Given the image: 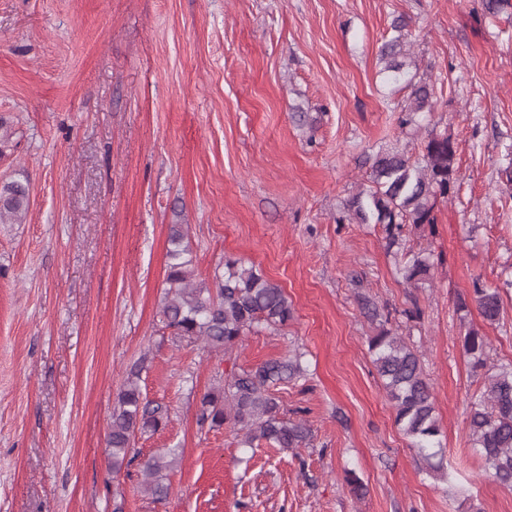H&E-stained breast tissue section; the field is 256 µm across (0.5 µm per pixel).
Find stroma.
<instances>
[{
    "instance_id": "obj_1",
    "label": "stroma",
    "mask_w": 512,
    "mask_h": 512,
    "mask_svg": "<svg viewBox=\"0 0 512 512\" xmlns=\"http://www.w3.org/2000/svg\"><path fill=\"white\" fill-rule=\"evenodd\" d=\"M400 15L437 86L434 112L406 128L409 91L378 62ZM0 116V182L29 189L23 223L0 224V512H512V489L471 452L466 405L483 380L463 349L474 328L491 363H512V15L482 0H0ZM431 132L456 139L458 174L434 225L406 232L434 261L415 289L380 227L342 214L366 156L420 157ZM174 224L197 279L241 259L283 289L288 325L228 357L170 336ZM476 279L502 288L499 324L457 311ZM365 297L419 355L462 486L395 425ZM295 351L305 375L276 390L309 421L308 447L249 452L231 425L199 426L201 396L233 367ZM134 366L169 421L137 435L139 460L115 475L107 435ZM169 448L157 501L141 462Z\"/></svg>"
}]
</instances>
